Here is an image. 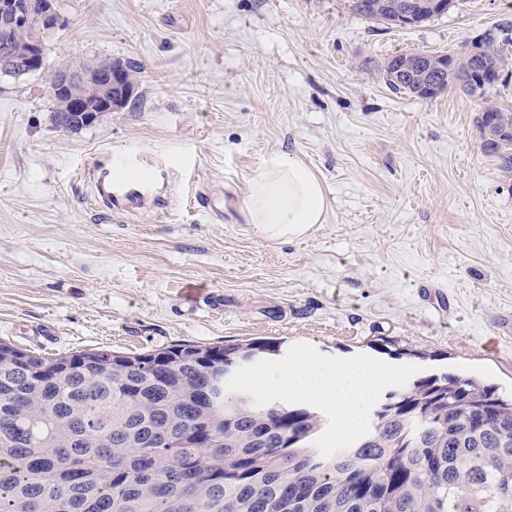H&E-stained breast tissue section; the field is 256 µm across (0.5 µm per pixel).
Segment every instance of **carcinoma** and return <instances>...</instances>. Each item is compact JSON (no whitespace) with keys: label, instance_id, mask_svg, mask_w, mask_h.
I'll return each instance as SVG.
<instances>
[{"label":"carcinoma","instance_id":"obj_1","mask_svg":"<svg viewBox=\"0 0 512 512\" xmlns=\"http://www.w3.org/2000/svg\"><path fill=\"white\" fill-rule=\"evenodd\" d=\"M409 0H352L393 24ZM478 38L457 68L432 62L384 83L418 94L431 79L481 92L509 58L498 33ZM44 41L36 26L3 29L0 57L24 66ZM87 81L52 98L51 122L87 126L72 99H98ZM508 130L491 149L512 163V110L478 117ZM262 339L182 343L134 355L80 350L50 358L0 342V512H512V397L453 373L409 381L376 403L367 427L333 451L317 408L228 392L224 368L272 354Z\"/></svg>","mask_w":512,"mask_h":512}]
</instances>
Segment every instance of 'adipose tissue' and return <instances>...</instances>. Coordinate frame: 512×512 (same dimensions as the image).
<instances>
[{
	"instance_id": "1",
	"label": "adipose tissue",
	"mask_w": 512,
	"mask_h": 512,
	"mask_svg": "<svg viewBox=\"0 0 512 512\" xmlns=\"http://www.w3.org/2000/svg\"><path fill=\"white\" fill-rule=\"evenodd\" d=\"M328 207L325 186L315 172L300 159L274 151L249 180L241 213L256 236L275 242L308 236L325 223ZM392 375L390 368L375 363L303 358L265 374L258 386L333 409L337 431L346 433L360 424L363 405Z\"/></svg>"
}]
</instances>
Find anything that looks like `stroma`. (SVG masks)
Wrapping results in <instances>:
<instances>
[{
	"label": "stroma",
	"mask_w": 512,
	"mask_h": 512,
	"mask_svg": "<svg viewBox=\"0 0 512 512\" xmlns=\"http://www.w3.org/2000/svg\"><path fill=\"white\" fill-rule=\"evenodd\" d=\"M352 0H55L46 65L0 78V340L47 357L175 343L280 342L233 375L318 356L371 359L395 384L466 374L512 394V169L481 148L512 76L433 99L392 92L377 68L409 51L460 53L512 17V0H457L416 27ZM131 67L134 93L81 131L50 120L67 62ZM323 181L327 220L259 240L238 209L263 157ZM132 159L157 196L93 202L88 169ZM206 290L189 303L186 289Z\"/></svg>",
	"instance_id": "stroma-1"
}]
</instances>
